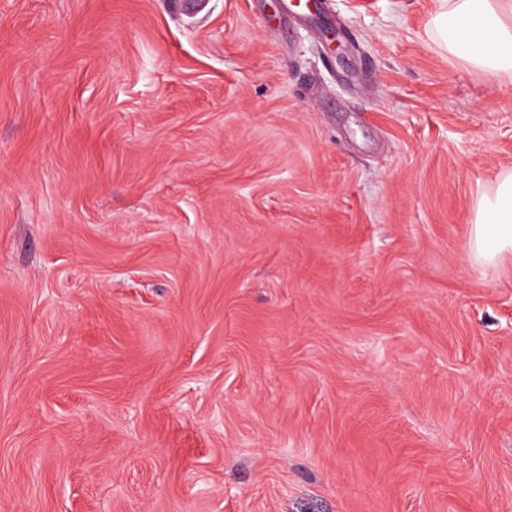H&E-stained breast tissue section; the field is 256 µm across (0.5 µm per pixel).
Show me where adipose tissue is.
<instances>
[{
	"label": "adipose tissue",
	"instance_id": "obj_1",
	"mask_svg": "<svg viewBox=\"0 0 512 512\" xmlns=\"http://www.w3.org/2000/svg\"><path fill=\"white\" fill-rule=\"evenodd\" d=\"M445 44L481 74L512 71V0H443L435 18ZM469 252L492 263L512 253V172L482 196L470 228Z\"/></svg>",
	"mask_w": 512,
	"mask_h": 512
}]
</instances>
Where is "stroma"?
Masks as SVG:
<instances>
[{
	"mask_svg": "<svg viewBox=\"0 0 512 512\" xmlns=\"http://www.w3.org/2000/svg\"><path fill=\"white\" fill-rule=\"evenodd\" d=\"M439 0H0V512H512V74ZM469 252L477 260L494 263L512 254V172L503 173L490 195L478 203L469 234Z\"/></svg>",
	"mask_w": 512,
	"mask_h": 512,
	"instance_id": "stroma-1",
	"label": "stroma"
}]
</instances>
